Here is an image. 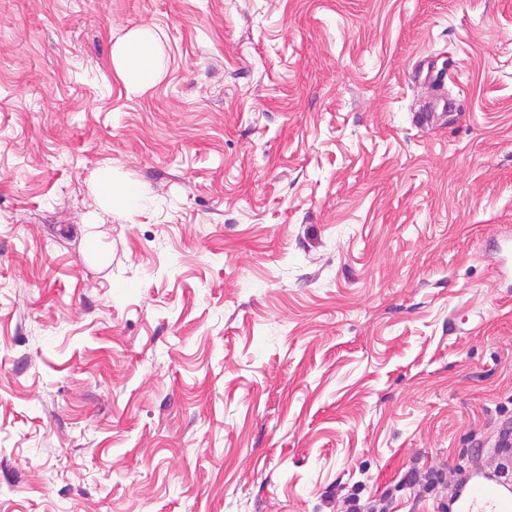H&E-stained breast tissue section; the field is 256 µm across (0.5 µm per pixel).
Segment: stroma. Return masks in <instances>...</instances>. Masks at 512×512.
Here are the masks:
<instances>
[{
	"label": "stroma",
	"mask_w": 512,
	"mask_h": 512,
	"mask_svg": "<svg viewBox=\"0 0 512 512\" xmlns=\"http://www.w3.org/2000/svg\"><path fill=\"white\" fill-rule=\"evenodd\" d=\"M510 233L512 0H0V512H439ZM112 59L124 82L134 90H143L158 78L160 70L158 39L148 29L133 31L115 46ZM138 71L145 76H139Z\"/></svg>",
	"instance_id": "stroma-1"
}]
</instances>
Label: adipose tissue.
<instances>
[{"label": "adipose tissue", "instance_id": "obj_1", "mask_svg": "<svg viewBox=\"0 0 512 512\" xmlns=\"http://www.w3.org/2000/svg\"><path fill=\"white\" fill-rule=\"evenodd\" d=\"M112 59L124 82L134 90H143L158 78V39L147 29L133 31L116 45Z\"/></svg>", "mask_w": 512, "mask_h": 512}]
</instances>
